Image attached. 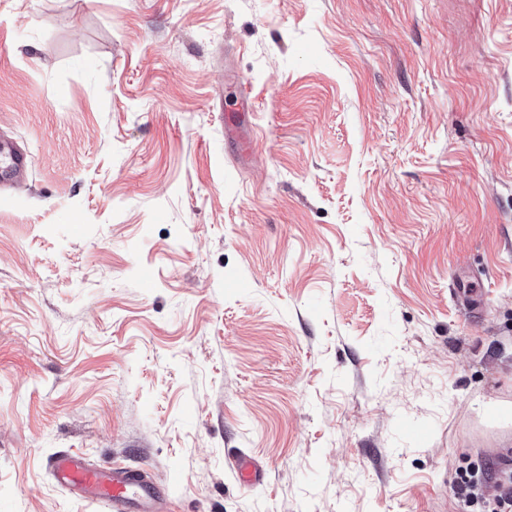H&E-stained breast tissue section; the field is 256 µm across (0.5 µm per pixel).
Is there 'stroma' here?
I'll return each instance as SVG.
<instances>
[{"label": "stroma", "instance_id": "1", "mask_svg": "<svg viewBox=\"0 0 512 512\" xmlns=\"http://www.w3.org/2000/svg\"><path fill=\"white\" fill-rule=\"evenodd\" d=\"M0 138L32 156L0 191V512H96L65 449L168 512H480L458 471L512 458V0H0ZM55 482L71 495L104 504L108 512H165L160 488L150 476L122 467L103 469L79 453L63 450L51 461ZM235 475L240 484L254 485L264 481L266 469L258 461L245 454L234 457Z\"/></svg>", "mask_w": 512, "mask_h": 512}]
</instances>
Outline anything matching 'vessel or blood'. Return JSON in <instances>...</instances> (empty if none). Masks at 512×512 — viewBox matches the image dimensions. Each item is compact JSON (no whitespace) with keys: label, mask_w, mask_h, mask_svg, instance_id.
Instances as JSON below:
<instances>
[{"label":"vessel or blood","mask_w":512,"mask_h":512,"mask_svg":"<svg viewBox=\"0 0 512 512\" xmlns=\"http://www.w3.org/2000/svg\"><path fill=\"white\" fill-rule=\"evenodd\" d=\"M31 156L13 142L0 143V186L17 188L26 183ZM55 482L71 495L104 504L108 512H164V499L150 476L122 467L103 469L89 464L79 453L63 450L51 462ZM240 484L262 483L266 469L252 457L234 458Z\"/></svg>","instance_id":"obj_1"}]
</instances>
